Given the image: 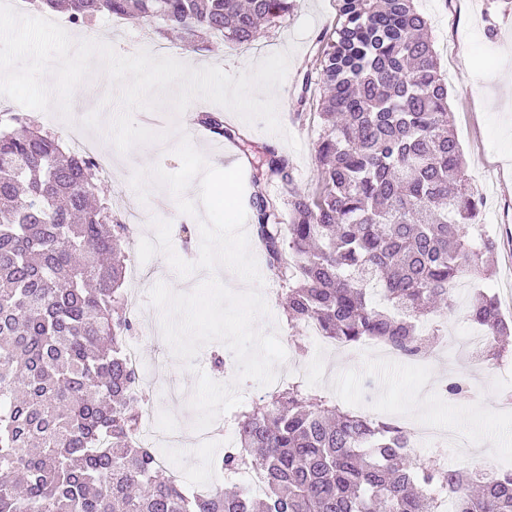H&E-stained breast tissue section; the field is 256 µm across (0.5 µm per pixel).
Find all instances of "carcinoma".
Listing matches in <instances>:
<instances>
[{
    "label": "carcinoma",
    "mask_w": 512,
    "mask_h": 512,
    "mask_svg": "<svg viewBox=\"0 0 512 512\" xmlns=\"http://www.w3.org/2000/svg\"><path fill=\"white\" fill-rule=\"evenodd\" d=\"M83 27L107 15L158 18L199 49L256 40L294 0H32ZM315 80L324 134L316 190L268 153L252 176L256 237L281 279L294 326L345 346L380 340L402 357L432 352L419 323L451 309L453 286L482 274L492 236L471 243L478 201L449 129L448 84L414 0H339ZM200 123L236 138L219 117ZM96 164L20 116L0 119V512H512V471L445 470L407 451L398 422L344 409L298 382L242 411L220 458L241 487L199 497L134 440L145 401L124 344L122 224L96 204ZM288 193L290 224L262 185ZM471 320L512 328L477 290Z\"/></svg>",
    "instance_id": "carcinoma-1"
}]
</instances>
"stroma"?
Returning a JSON list of instances; mask_svg holds the SVG:
<instances>
[{
	"label": "stroma",
	"instance_id": "1",
	"mask_svg": "<svg viewBox=\"0 0 512 512\" xmlns=\"http://www.w3.org/2000/svg\"><path fill=\"white\" fill-rule=\"evenodd\" d=\"M415 5L429 22L440 69L448 81L450 124L463 151L470 184L480 198L476 221L492 225L497 241L487 273L477 286L494 294L503 315L512 319V299L507 296L512 288V267L505 261L506 254L512 252V0H415ZM338 21L337 0H296L293 11L265 28L252 44L224 40L207 50L192 49L174 35L163 34L158 20L123 19L113 28L109 17L100 16L87 26L70 24L66 30L77 40L111 38L122 55L151 52L164 45L184 63L199 68L217 66L235 76L272 53L291 51L286 79L275 92L284 135L267 132L259 123L247 124L230 110L204 99L194 100L179 123L182 130L190 131L197 127L200 113H215L225 127L250 140L253 151L243 153L220 136L206 142L193 135V145L212 166L228 169L239 165L249 175L272 150L288 157L297 187L309 192L315 187V146L323 122L316 105L319 89L306 87L305 77L315 65L321 36L333 32ZM110 88L109 79L96 73L75 90L71 120L32 109L26 115L63 142L82 133L112 159L113 178L104 186V197L112 202L114 218L125 226L130 259L122 289L139 296L130 337L140 344L145 386L163 430L175 425L183 433L180 443L161 441L157 449L174 475L190 483L208 481L216 458L224 453V444L217 441L207 448L195 447L196 414L188 401L172 399L170 390L176 387L193 392L201 372L220 383L234 381L237 364L224 344L213 342L201 348L193 366H186L172 354L162 335L161 312L148 299L150 289L162 281L186 292L202 281L204 274L199 271L188 278L179 277L161 253L140 261L138 246L142 238L153 237L152 219H165L172 223L174 250L185 260L196 261L199 224L196 218L179 212L166 189L149 186L147 199H139L130 184L132 174L155 165L176 172L180 161L172 149L178 138L170 135L165 142L119 153L109 138L110 123L119 106L102 102ZM290 135L298 140V147L287 143ZM256 260L270 310L269 316L258 319L257 326L263 331L277 330L287 357L277 365L273 385L261 387L250 380L239 383L242 408L267 397L273 389L299 381L336 403L376 418L387 417L408 427L429 419L446 423L473 442L469 449H455L454 466L512 470V410H504L502 405L503 397L512 395V355L489 365L461 351L457 337L473 328L466 317L469 288L456 289L453 313L439 318L442 334L435 338L434 352L425 364L387 362L366 343L339 352L332 345L306 340V328L292 327L286 319L281 281L269 272L264 255H257ZM218 355L224 359L220 367L214 363ZM453 376L467 377L471 385L467 397L457 402L446 399L439 388L440 382Z\"/></svg>",
	"mask_w": 512,
	"mask_h": 512
}]
</instances>
